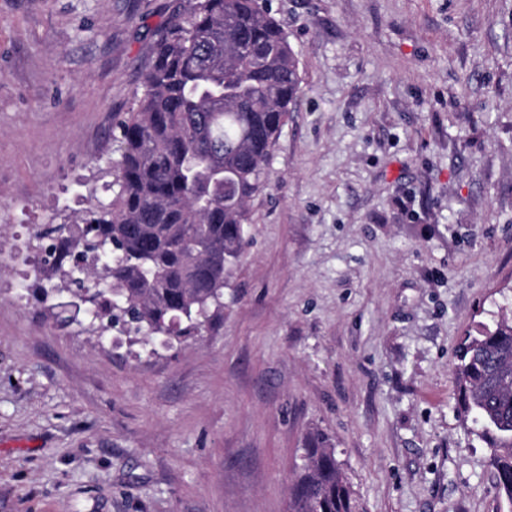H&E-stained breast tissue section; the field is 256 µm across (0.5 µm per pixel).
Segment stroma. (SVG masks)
Returning <instances> with one entry per match:
<instances>
[{"label": "stroma", "mask_w": 512, "mask_h": 512, "mask_svg": "<svg viewBox=\"0 0 512 512\" xmlns=\"http://www.w3.org/2000/svg\"><path fill=\"white\" fill-rule=\"evenodd\" d=\"M184 0H0V512H288L322 432L353 512H512L457 409L512 307V0H270L302 94L202 338L60 325L46 243Z\"/></svg>", "instance_id": "obj_1"}]
</instances>
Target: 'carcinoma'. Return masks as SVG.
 I'll use <instances>...</instances> for the list:
<instances>
[{
	"label": "carcinoma",
	"instance_id": "carcinoma-1",
	"mask_svg": "<svg viewBox=\"0 0 512 512\" xmlns=\"http://www.w3.org/2000/svg\"><path fill=\"white\" fill-rule=\"evenodd\" d=\"M300 93L299 60L264 0H186L159 32L136 107L112 128L117 191L75 216L79 232L55 229L41 300L88 294L89 332L134 333L145 347L201 335L224 311L249 202ZM455 375L459 410L512 502V318L465 337ZM302 458L288 512H352L329 438L314 434Z\"/></svg>",
	"mask_w": 512,
	"mask_h": 512
}]
</instances>
